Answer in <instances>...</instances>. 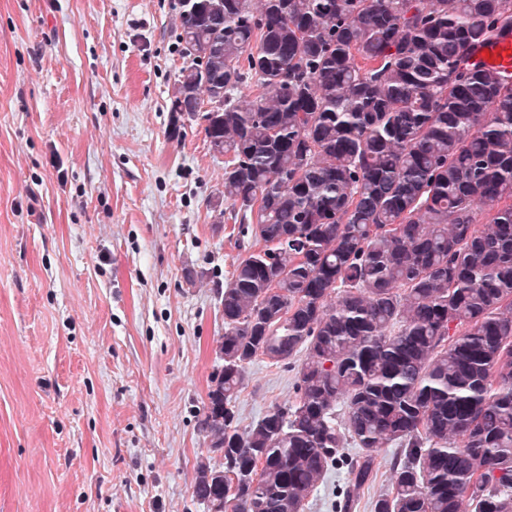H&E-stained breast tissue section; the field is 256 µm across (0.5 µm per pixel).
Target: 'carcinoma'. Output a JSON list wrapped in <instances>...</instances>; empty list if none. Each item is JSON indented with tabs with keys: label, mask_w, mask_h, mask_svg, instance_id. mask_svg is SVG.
Segmentation results:
<instances>
[{
	"label": "carcinoma",
	"mask_w": 512,
	"mask_h": 512,
	"mask_svg": "<svg viewBox=\"0 0 512 512\" xmlns=\"http://www.w3.org/2000/svg\"><path fill=\"white\" fill-rule=\"evenodd\" d=\"M178 8L169 111L216 104L224 200L261 244L221 290L202 430L225 478L194 497L304 512L336 468L349 512L394 444L373 512H512V80L469 64L512 30V0ZM259 357L295 370L296 398L242 427Z\"/></svg>",
	"instance_id": "1"
}]
</instances>
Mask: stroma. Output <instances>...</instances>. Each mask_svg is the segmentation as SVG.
<instances>
[{
    "mask_svg": "<svg viewBox=\"0 0 512 512\" xmlns=\"http://www.w3.org/2000/svg\"><path fill=\"white\" fill-rule=\"evenodd\" d=\"M176 0H0V512H207L224 160L172 130ZM257 359L241 425L295 399Z\"/></svg>",
    "mask_w": 512,
    "mask_h": 512,
    "instance_id": "stroma-1",
    "label": "stroma"
}]
</instances>
